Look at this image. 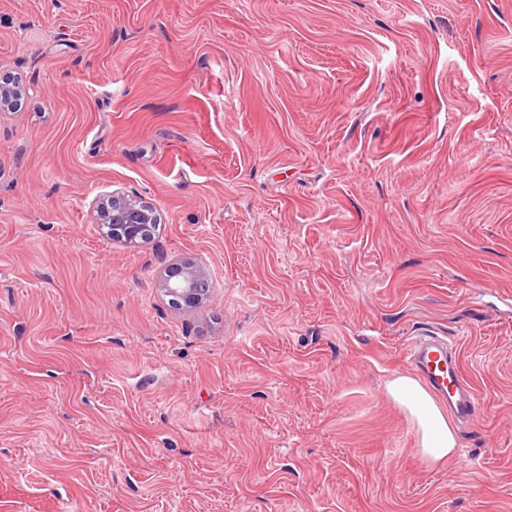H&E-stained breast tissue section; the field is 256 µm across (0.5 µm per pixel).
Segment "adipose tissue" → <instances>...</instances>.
I'll return each instance as SVG.
<instances>
[{"instance_id":"adipose-tissue-1","label":"adipose tissue","mask_w":512,"mask_h":512,"mask_svg":"<svg viewBox=\"0 0 512 512\" xmlns=\"http://www.w3.org/2000/svg\"><path fill=\"white\" fill-rule=\"evenodd\" d=\"M386 390L415 423L420 436V453L431 464L455 455L457 438L447 418L428 391L413 377L400 375L390 380Z\"/></svg>"}]
</instances>
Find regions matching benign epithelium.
I'll return each mask as SVG.
<instances>
[{"instance_id":"benign-epithelium-1","label":"benign epithelium","mask_w":512,"mask_h":512,"mask_svg":"<svg viewBox=\"0 0 512 512\" xmlns=\"http://www.w3.org/2000/svg\"><path fill=\"white\" fill-rule=\"evenodd\" d=\"M26 89L16 82H0V112L9 109ZM160 224L157 209L149 203L125 195H114L100 207L99 235L127 246H136L153 235ZM159 288L176 307H193L209 293L207 272L188 260H174L164 271Z\"/></svg>"}]
</instances>
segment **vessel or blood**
Wrapping results in <instances>:
<instances>
[{"instance_id": "1", "label": "vessel or blood", "mask_w": 512, "mask_h": 512, "mask_svg": "<svg viewBox=\"0 0 512 512\" xmlns=\"http://www.w3.org/2000/svg\"><path fill=\"white\" fill-rule=\"evenodd\" d=\"M408 360L421 373L433 392L447 397L448 411L458 421H467L478 405L473 389L458 375L456 363L442 336L416 338Z\"/></svg>"}]
</instances>
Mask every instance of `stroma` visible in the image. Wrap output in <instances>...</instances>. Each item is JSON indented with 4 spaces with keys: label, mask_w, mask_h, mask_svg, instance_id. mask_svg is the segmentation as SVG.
Returning <instances> with one entry per match:
<instances>
[{
    "label": "stroma",
    "mask_w": 512,
    "mask_h": 512,
    "mask_svg": "<svg viewBox=\"0 0 512 512\" xmlns=\"http://www.w3.org/2000/svg\"><path fill=\"white\" fill-rule=\"evenodd\" d=\"M6 77L0 512H512V0H0ZM429 332L479 399L436 466ZM161 219L157 209L149 203L125 195H112L100 207L97 232L112 242L136 246L153 235ZM159 288L176 307H193L209 293L207 272L203 266L188 260H174L164 271ZM386 390L415 423L420 436V453L430 464H439L456 454L457 438L442 410L428 391L413 377L400 375Z\"/></svg>",
    "instance_id": "35a3bbf8"
}]
</instances>
